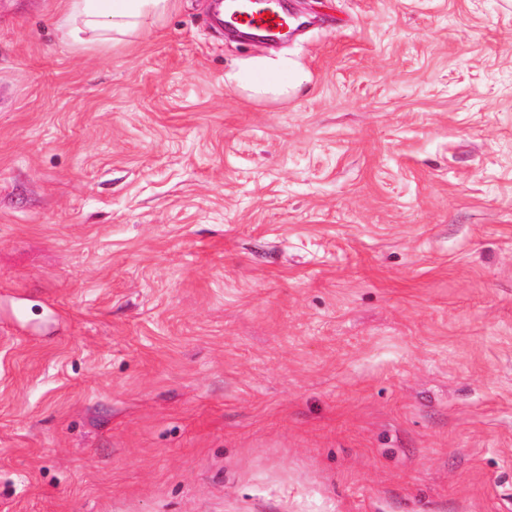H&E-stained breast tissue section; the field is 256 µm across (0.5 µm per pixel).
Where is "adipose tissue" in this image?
<instances>
[{
  "label": "adipose tissue",
  "instance_id": "ef3b65f1",
  "mask_svg": "<svg viewBox=\"0 0 512 512\" xmlns=\"http://www.w3.org/2000/svg\"><path fill=\"white\" fill-rule=\"evenodd\" d=\"M179 0H62L57 29L76 48L108 47L144 38L151 23L177 9ZM296 79L287 59L257 60L226 74L228 83L259 97H280Z\"/></svg>",
  "mask_w": 512,
  "mask_h": 512
}]
</instances>
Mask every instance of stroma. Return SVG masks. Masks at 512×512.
<instances>
[{
	"label": "stroma",
	"mask_w": 512,
	"mask_h": 512,
	"mask_svg": "<svg viewBox=\"0 0 512 512\" xmlns=\"http://www.w3.org/2000/svg\"><path fill=\"white\" fill-rule=\"evenodd\" d=\"M288 5L0 0V512H512V0ZM180 0H62L57 29L75 48L132 43L150 24L171 14ZM250 2H253L255 5H257L262 11L272 9L273 4L280 6L278 0H252ZM262 11H257L250 8L243 9L239 11V13L234 17L233 21L235 24L247 27L249 29L259 27L271 32H275L278 28L285 25L284 29L281 31V36L285 39L291 36V31L286 25V20L278 10L267 12L269 13V18H266L265 13ZM295 79L287 58L257 60L224 76V81L248 89L259 97L288 94V87Z\"/></svg>",
	"instance_id": "stroma-1"
}]
</instances>
